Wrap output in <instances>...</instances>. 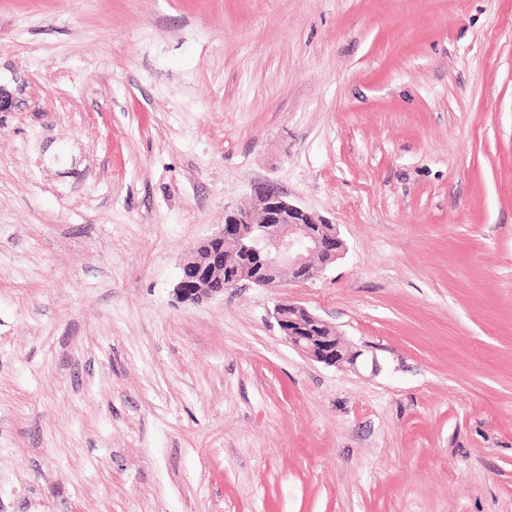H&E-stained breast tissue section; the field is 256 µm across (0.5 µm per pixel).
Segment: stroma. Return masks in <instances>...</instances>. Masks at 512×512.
<instances>
[{
  "mask_svg": "<svg viewBox=\"0 0 512 512\" xmlns=\"http://www.w3.org/2000/svg\"><path fill=\"white\" fill-rule=\"evenodd\" d=\"M0 91V512H512V0H0ZM267 181L344 258L177 302ZM273 317L285 341L307 359L326 366L355 368L360 351L346 346L335 328L305 306L278 303ZM340 344H336V338Z\"/></svg>",
  "mask_w": 512,
  "mask_h": 512,
  "instance_id": "35a3bbf8",
  "label": "stroma"
}]
</instances>
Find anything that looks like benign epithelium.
I'll use <instances>...</instances> for the list:
<instances>
[{
  "label": "benign epithelium",
  "mask_w": 512,
  "mask_h": 512,
  "mask_svg": "<svg viewBox=\"0 0 512 512\" xmlns=\"http://www.w3.org/2000/svg\"><path fill=\"white\" fill-rule=\"evenodd\" d=\"M251 203L224 212V223L184 260L176 299L198 305L228 289L279 288L319 278L345 254L336 225L289 202L271 183L251 188ZM273 317L285 341L307 359L354 368L360 352L336 342L335 328L308 308L278 303Z\"/></svg>",
  "instance_id": "obj_1"
}]
</instances>
